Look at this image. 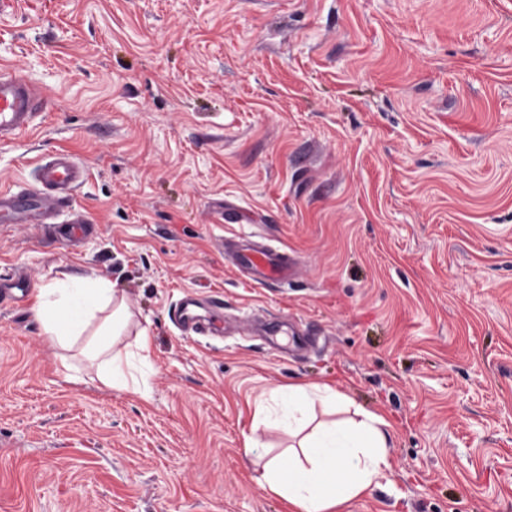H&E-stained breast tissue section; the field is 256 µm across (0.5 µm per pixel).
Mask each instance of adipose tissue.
<instances>
[{
    "label": "adipose tissue",
    "instance_id": "1",
    "mask_svg": "<svg viewBox=\"0 0 512 512\" xmlns=\"http://www.w3.org/2000/svg\"><path fill=\"white\" fill-rule=\"evenodd\" d=\"M33 311L46 341L62 348L88 331L96 313H104V321L91 333L88 355L99 364L103 390L129 389L131 370L148 351L149 336L139 331L133 344L116 348L115 338L130 312L125 296L110 280L49 283L39 288ZM341 398L336 386L328 383L291 384L256 403L265 415L277 404L288 409V432L298 443L265 463L259 483L287 501L294 512H344L352 499L381 487L391 468L387 447L394 430L383 415L366 412L358 420L310 425L315 405L335 408Z\"/></svg>",
    "mask_w": 512,
    "mask_h": 512
}]
</instances>
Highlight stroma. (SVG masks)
Returning a JSON list of instances; mask_svg holds the SVG:
<instances>
[{
	"instance_id": "stroma-1",
	"label": "stroma",
	"mask_w": 512,
	"mask_h": 512,
	"mask_svg": "<svg viewBox=\"0 0 512 512\" xmlns=\"http://www.w3.org/2000/svg\"><path fill=\"white\" fill-rule=\"evenodd\" d=\"M1 63L46 107L0 147V188L67 150L95 230L0 224V291L109 278L149 331L150 394L101 393L33 297L0 306V512H290L256 482L291 438L255 403L288 383L394 424L389 485L347 512H512V7L14 0ZM249 236L292 281L225 264ZM187 293L223 334L177 329ZM286 319L314 344L254 328Z\"/></svg>"
}]
</instances>
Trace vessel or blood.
Segmentation results:
<instances>
[{
  "instance_id": "vessel-or-blood-1",
  "label": "vessel or blood",
  "mask_w": 512,
  "mask_h": 512,
  "mask_svg": "<svg viewBox=\"0 0 512 512\" xmlns=\"http://www.w3.org/2000/svg\"><path fill=\"white\" fill-rule=\"evenodd\" d=\"M45 97L40 86L26 75L8 67L0 68V145L15 143L34 127ZM85 167L70 152L59 150L38 165L36 183L25 189L0 190L1 224H51L57 216L66 218V235L74 237L92 229L87 214L73 200V192L86 178ZM228 263L248 273L260 286L288 280L293 262L287 252L265 242L241 244L225 241ZM198 300L185 295L175 310L176 322L196 333L216 332L213 319L198 314Z\"/></svg>"
}]
</instances>
